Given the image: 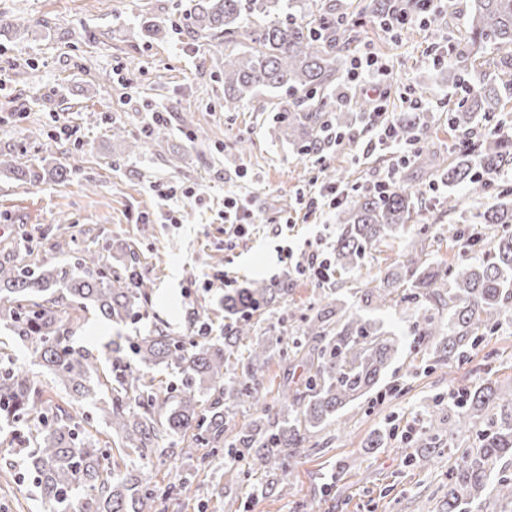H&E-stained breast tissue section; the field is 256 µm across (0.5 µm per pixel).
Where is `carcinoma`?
Returning <instances> with one entry per match:
<instances>
[{"label": "carcinoma", "mask_w": 512, "mask_h": 512, "mask_svg": "<svg viewBox=\"0 0 512 512\" xmlns=\"http://www.w3.org/2000/svg\"><path fill=\"white\" fill-rule=\"evenodd\" d=\"M465 7L468 35L452 48L448 82L457 84L462 72L470 80L463 99L448 108V127L465 134L481 121L487 133L475 141L463 138L448 164L423 151L415 164L448 185L450 212L458 207V186H469L478 195L496 190L497 203L476 218L501 225L502 232L485 243L473 237L472 225L450 224L448 241L463 251L455 264L442 267L410 252L359 297L378 309L413 305V343L439 362L463 356L512 316V187L497 180L500 172L512 169V123L501 115L503 94L512 92V0H467ZM184 20L192 34L224 54V111H239L261 91H288L291 101L280 116V132L308 151L321 150L325 101L317 94L336 86L351 43L336 16V0H197ZM173 28L169 19L142 24L152 38L163 39ZM491 45L505 54L486 59ZM370 108V102L359 99L355 112L336 115V125L347 127ZM395 125L402 140H416L429 130L423 112H402ZM0 170L33 186L45 178L43 170L16 165L10 153H0ZM415 212L414 195L404 187L355 191L348 204L336 209L338 233L329 275L359 269L381 242L411 229ZM54 247L67 255L57 266L28 263L20 255L0 261V324L25 344L27 357L45 368L54 383L78 401L97 404L98 417L139 458L123 473L109 447L83 426L85 419L62 408L47 419L42 390L26 366L0 352V421L36 425L32 447L16 452L30 462L40 497L55 512H69L75 498L82 512H148L157 499L151 455L167 452L159 443H181L180 454L187 457L201 448L215 455L235 408L244 401L263 415L241 425L224 455L232 462L249 458L272 473L275 481L262 492H284L290 459L306 447L311 430L368 395L398 352L395 330L364 318L359 306L338 297L334 309L308 308L301 314L303 340L293 346V358L307 376L285 386L282 403L291 409L271 420L257 386L258 374L276 350L271 341L246 345L244 340L253 330L252 314L284 298L288 283L255 280L224 294L228 323L222 341L173 336L155 324L145 335L128 339V349L111 348L102 372L96 358L71 344L75 329L89 313L115 323L136 320L153 288L139 275L133 252L115 266L93 251L71 254L65 240ZM160 365L181 376L179 394L162 395V385L145 372ZM491 408L498 412L489 414ZM162 410L163 419H155ZM448 412L455 419L450 437L483 420L488 429L448 475L447 512H468L466 506L481 505L492 495L512 501V477L491 482V475L512 461V397L489 384L469 386L457 391Z\"/></svg>", "instance_id": "obj_1"}]
</instances>
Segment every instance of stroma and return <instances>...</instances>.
<instances>
[{"instance_id": "stroma-1", "label": "stroma", "mask_w": 512, "mask_h": 512, "mask_svg": "<svg viewBox=\"0 0 512 512\" xmlns=\"http://www.w3.org/2000/svg\"><path fill=\"white\" fill-rule=\"evenodd\" d=\"M345 26L353 50L368 49L389 71L391 98L386 120L411 111L420 100L432 122L425 143L444 161H451L461 135L448 127V106L455 88L443 74L447 41L468 28L465 10L441 27L414 25L389 33L371 23L366 0H352ZM191 0H0V19L9 31L0 33V151L18 164L63 166L65 180L31 186L0 176V258L36 245L41 264L59 263L53 249L57 228L73 227L74 246L105 256L133 249L139 270L153 284L152 297L138 325L88 319L74 342L99 359L107 345L152 323L168 324L173 335L190 336L188 314L198 311L212 327V338L224 331L221 285L204 287L202 274L228 272L236 287L255 279L287 280L288 293L279 302L254 312L253 338L296 337L300 316L320 305L329 291L283 260L329 250L338 226L331 211L306 214L302 200L316 191L323 166L345 172L349 184L368 186L393 168L408 147L400 143L369 150L376 131L354 124L350 140L325 145L308 154L279 137L271 100L287 103L286 94H264L240 111L224 109V67L207 41L177 27L157 40L140 30L142 18L178 19ZM165 119L153 122V113ZM148 135V147L131 154L127 139L114 126ZM203 136L193 139L190 129ZM401 183L421 190L420 224H456L489 207L495 195L474 197L468 187L457 194L461 214L449 213L442 199L443 183L420 175L415 165L401 170ZM235 195L254 206L259 218L234 249L224 246V197ZM291 224H284V217ZM424 250L437 265L455 263L459 248L446 238L421 240L405 233L389 240L366 258L362 267L343 276L338 292L351 298L358 288L395 265L399 257ZM305 372L288 355L274 357L259 375L262 398L276 404L288 379ZM36 380L54 403L91 417L92 430L109 441L112 457L127 463L120 438L107 432L92 403L75 402L52 384ZM492 384L512 392V323L499 325L448 364L403 347L378 388L349 404L313 430L308 448L292 461L288 490L254 495L268 481L244 462L227 465L223 456L207 461L167 453L154 469L164 486L181 478L192 482L190 499H158L155 512H221L235 500L243 512H445L448 472L476 432L448 435L450 385ZM439 402L437 426H429L422 408ZM384 434L382 447L369 440ZM408 442L409 455L396 449ZM15 431L0 426V512H53L36 493L24 459L15 455ZM436 446L438 458L422 464L424 447Z\"/></svg>"}]
</instances>
